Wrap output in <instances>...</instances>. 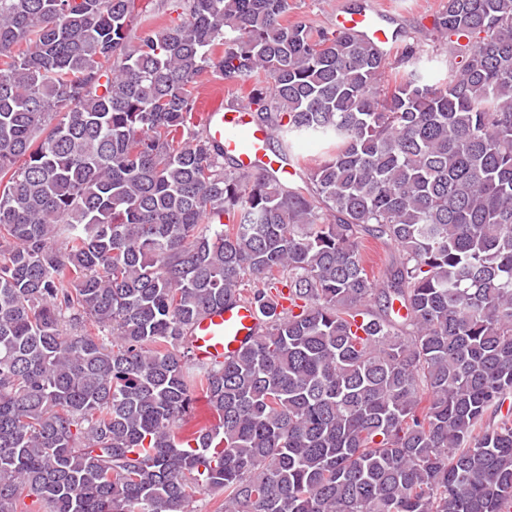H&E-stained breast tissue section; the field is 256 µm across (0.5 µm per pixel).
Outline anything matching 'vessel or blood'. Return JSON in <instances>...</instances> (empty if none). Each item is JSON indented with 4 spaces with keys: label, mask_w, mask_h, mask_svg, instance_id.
<instances>
[{
    "label": "vessel or blood",
    "mask_w": 512,
    "mask_h": 512,
    "mask_svg": "<svg viewBox=\"0 0 512 512\" xmlns=\"http://www.w3.org/2000/svg\"><path fill=\"white\" fill-rule=\"evenodd\" d=\"M336 25L365 35L385 51L391 50L395 41L394 30L384 24L382 11L373 5L337 12ZM203 121L208 136L221 142L242 169H287V161L267 151L270 131L252 125L247 108L225 106L222 93L208 94ZM258 325L255 310L249 304L238 302L202 315L191 325L188 343L196 360L221 362L245 344Z\"/></svg>",
    "instance_id": "obj_1"
}]
</instances>
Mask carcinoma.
I'll list each match as a JSON object with an SVG mask.
<instances>
[{"mask_svg":"<svg viewBox=\"0 0 512 512\" xmlns=\"http://www.w3.org/2000/svg\"><path fill=\"white\" fill-rule=\"evenodd\" d=\"M179 6L135 39V0H0V512H512V0H444L437 73ZM208 70L264 76L306 187L191 128ZM238 301L262 328L196 361ZM259 325L255 310L244 302L212 309L195 321L188 343L196 360L222 362L231 357Z\"/></svg>","mask_w":512,"mask_h":512,"instance_id":"1","label":"carcinoma"}]
</instances>
